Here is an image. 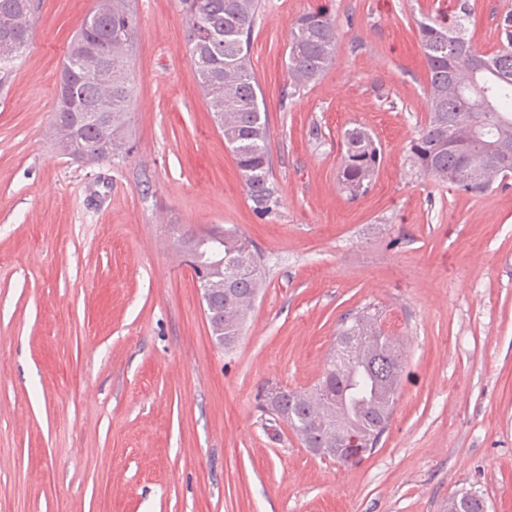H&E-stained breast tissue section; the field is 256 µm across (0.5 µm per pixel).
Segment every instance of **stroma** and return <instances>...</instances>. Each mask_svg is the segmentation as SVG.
Listing matches in <instances>:
<instances>
[{
  "instance_id": "obj_1",
  "label": "stroma",
  "mask_w": 512,
  "mask_h": 512,
  "mask_svg": "<svg viewBox=\"0 0 512 512\" xmlns=\"http://www.w3.org/2000/svg\"><path fill=\"white\" fill-rule=\"evenodd\" d=\"M498 45L512 0H471ZM95 0H34L0 79V512H445L466 487L512 512V177L478 196L419 175L427 112L416 21L433 0H262L250 59L269 117L277 210L259 214L200 88L178 0H131L133 151L86 165L49 124ZM328 10L335 64L297 92L300 14ZM381 142L369 191L336 174L345 129ZM235 227L266 280L217 345L178 232ZM404 343L378 447L343 465L262 414L268 386L319 379L345 317Z\"/></svg>"
}]
</instances>
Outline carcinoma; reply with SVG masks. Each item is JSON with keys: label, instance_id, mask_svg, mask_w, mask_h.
Listing matches in <instances>:
<instances>
[{"label": "carcinoma", "instance_id": "obj_1", "mask_svg": "<svg viewBox=\"0 0 512 512\" xmlns=\"http://www.w3.org/2000/svg\"><path fill=\"white\" fill-rule=\"evenodd\" d=\"M187 43L212 114L224 115V142L231 148L255 207L269 213L280 202L269 148V119L260 106V86L250 62L251 36L261 0H180ZM33 0H0V74L12 72L33 39ZM470 0H452L448 11L420 13L417 28L427 66L428 112L409 158L421 174L470 194L493 187L512 174V11L497 22L498 47L477 51L466 37ZM136 16L128 0H98L70 42L65 63H75L76 78L57 96L50 133L57 147L79 134L96 146L99 161L114 157L111 148L126 141L125 117L132 90L128 46ZM339 33L325 11L299 15L289 32L287 73L296 91L317 82L336 62ZM112 69V84L101 78ZM104 109V123L86 121V110ZM345 151L337 173L341 191L351 198L365 193L380 162L381 144L366 128L343 133ZM224 264L234 263L236 303L224 310V346L241 333L253 296L263 287L261 266L247 239L224 229ZM404 364L403 342L381 328L379 315L362 310L339 330L321 379L309 391L278 388L276 417L290 428L312 426L314 447L349 449L346 463L362 449H374L396 408ZM467 512H486L483 497L457 491Z\"/></svg>", "mask_w": 512, "mask_h": 512}]
</instances>
